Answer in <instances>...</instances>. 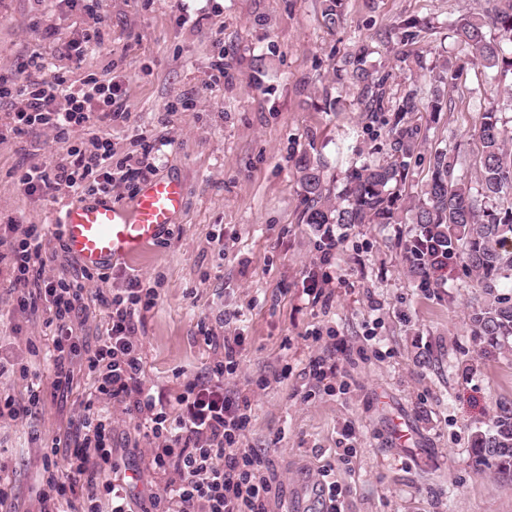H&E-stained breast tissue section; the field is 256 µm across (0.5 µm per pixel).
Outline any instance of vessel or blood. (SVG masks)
Instances as JSON below:
<instances>
[{
	"label": "vessel or blood",
	"mask_w": 512,
	"mask_h": 512,
	"mask_svg": "<svg viewBox=\"0 0 512 512\" xmlns=\"http://www.w3.org/2000/svg\"><path fill=\"white\" fill-rule=\"evenodd\" d=\"M183 201V186L173 179L146 182L129 207L106 197L73 201L59 218L65 246L91 270L132 261L175 222Z\"/></svg>",
	"instance_id": "obj_1"
}]
</instances>
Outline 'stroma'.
Instances as JSON below:
<instances>
[{
    "instance_id": "obj_1",
    "label": "stroma",
    "mask_w": 512,
    "mask_h": 512,
    "mask_svg": "<svg viewBox=\"0 0 512 512\" xmlns=\"http://www.w3.org/2000/svg\"><path fill=\"white\" fill-rule=\"evenodd\" d=\"M484 4L348 0L342 26L331 32L321 23L320 0H100L94 14L61 9L57 0H0V74L38 58L75 83L91 73L116 76L129 111L111 130L116 159L133 162L150 150L157 176L184 187V208L159 243L115 265V278L88 282L76 328L96 341L106 326L102 297L123 287V273L139 275L159 293L138 327L144 385L169 394L215 358L199 324L220 336L243 333L233 388L252 400L244 447L264 450L273 462L278 494L270 512H316L329 464L345 512H512V481L476 466L470 448L472 433L512 404V352L482 358L471 330L479 298L471 276L457 270L418 288L402 247L407 223L334 229L338 242L323 264L318 238L302 222L295 167L300 154L324 155L332 186L349 159H388L381 119L364 112L357 88L336 86L337 69L366 43L394 98L416 83L408 52L459 69L448 107L413 117L421 147L402 207L421 199L437 149L454 155L456 175L477 186L481 110L469 90L481 66L448 38L444 23ZM414 17L434 28L406 47L396 31ZM46 22L55 28L49 39ZM95 27L101 45L74 66L68 43ZM11 112L10 102L0 103V217L54 224L64 202L25 195L16 177L55 162L64 146L42 128L14 135ZM10 280L1 270L0 357L27 365L29 375L0 377V394L23 403L29 383L51 378L54 330L47 309L17 310ZM314 283L324 294L309 293ZM339 345L351 348L350 360L336 378L313 380L310 359L334 355ZM260 377L266 387H256ZM90 392L82 373L67 397H47L17 420L0 418V476L12 485L0 512H37L43 453L55 451V472L66 476ZM94 407L112 415L115 459L141 512L165 485L144 468L148 441L121 406L98 400ZM344 446L353 453L342 462L336 451Z\"/></svg>"
}]
</instances>
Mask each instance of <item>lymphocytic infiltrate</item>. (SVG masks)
<instances>
[{"label": "lymphocytic infiltrate", "mask_w": 512, "mask_h": 512, "mask_svg": "<svg viewBox=\"0 0 512 512\" xmlns=\"http://www.w3.org/2000/svg\"><path fill=\"white\" fill-rule=\"evenodd\" d=\"M2 99L15 102L13 134L46 126L65 146L55 164L21 172V190L79 198L111 193L112 138L105 127L128 116L120 84L90 74L75 86L63 74L46 72L37 61L32 71L9 79L0 76ZM84 126L91 129L87 142L71 143L72 129ZM64 249L61 229L50 232L41 224L13 223L0 227V262L9 266L18 309L36 311L44 305L51 313L50 389L71 391L77 384L74 367L82 365L93 379L94 396L124 405L150 440L145 466L164 478L165 491L151 495L145 512H269L276 496L270 462L241 443L251 400L224 388L225 380L239 371L244 336L222 338L203 329L205 344L222 347L223 356L206 374L186 378L176 394L145 391L136 320L156 304L157 290L144 286L138 276H127L125 288L105 301L104 336L88 346L76 333L73 318L85 305L87 281L104 279L105 274L79 267L69 276L46 277L49 254ZM79 427L84 437L68 457L70 474L63 480L52 473L43 479L39 512H59L62 500L79 505L80 512H100L104 504L110 505V512H132L131 487L113 457L111 417L89 413Z\"/></svg>", "instance_id": "lymphocytic-infiltrate-1"}]
</instances>
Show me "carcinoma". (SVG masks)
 <instances>
[{
    "instance_id": "1",
    "label": "carcinoma",
    "mask_w": 512,
    "mask_h": 512,
    "mask_svg": "<svg viewBox=\"0 0 512 512\" xmlns=\"http://www.w3.org/2000/svg\"><path fill=\"white\" fill-rule=\"evenodd\" d=\"M496 2L481 13L448 20V30L484 68L494 72L493 80L505 84L512 81V0ZM344 10L345 0H321L322 24L336 30ZM427 28L429 22L413 20L403 24L397 36L409 42ZM370 54L368 45H360L346 68L336 71V84L358 87L364 111L394 113L385 130L393 160L385 164L350 160L334 190L324 182L321 158L303 154L295 161L303 221L328 248L334 224L351 229L359 224L401 222L400 197L409 176L408 159L420 146L418 127L406 117L423 109L442 111L448 103L446 94L459 78L457 69L433 65L418 54L411 64L423 73L425 86L392 100L387 93L389 74L368 68ZM476 136L481 147L480 190L474 195L465 181L454 178L448 150H435L423 198L409 209L415 232L405 241L404 251L409 271L421 288L431 287L441 272L459 264L474 275L473 287L483 301L473 309L472 328L481 341V356L494 359L512 342V297L498 293V288L512 282V202L502 204L512 196V149L507 146L512 137L497 106L482 113ZM471 448L476 465H490L500 477L512 479V405H501L488 428L472 435Z\"/></svg>"
}]
</instances>
